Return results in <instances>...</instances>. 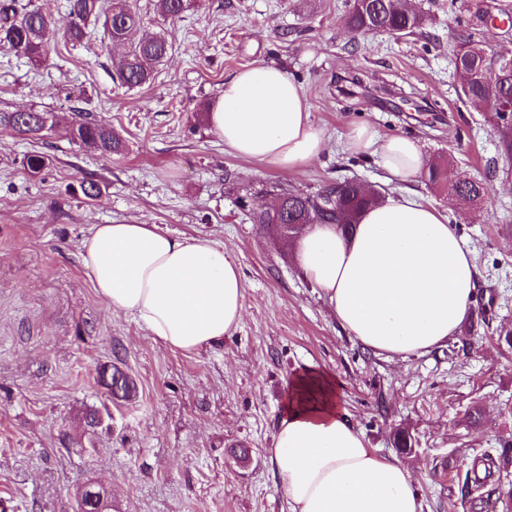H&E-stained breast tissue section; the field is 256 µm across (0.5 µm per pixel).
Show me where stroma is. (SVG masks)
Masks as SVG:
<instances>
[{"mask_svg": "<svg viewBox=\"0 0 512 512\" xmlns=\"http://www.w3.org/2000/svg\"><path fill=\"white\" fill-rule=\"evenodd\" d=\"M431 21L423 34L355 35L344 25L350 0H191L180 20L137 0L143 32L173 45L152 84L115 90L104 42L69 50L60 68L33 69L0 50V109L37 105L52 113L44 139L0 132V497L13 512H75L80 490L103 487L106 512H285L270 448L291 377L332 373L340 406L382 456L399 454L395 429L408 428L411 468L423 512H449L457 478L482 450L512 438V165L491 115L458 99L453 58L457 20L472 4L502 0H413ZM255 64L279 67L302 88L324 128L319 160L293 172L225 153L194 107L226 78ZM355 71L401 92L398 111L370 99L346 108L331 84ZM109 120L125 142L106 159L71 144L74 94ZM436 112L415 113L424 101ZM367 123L417 139L427 159H452L457 175L484 180L482 201L411 188L447 214L478 268L468 338L423 356L390 361L363 348L329 312L275 233L250 224L240 196L271 201V186L311 194L355 177L395 194L376 158L344 152L347 130ZM47 154L31 173L24 157ZM101 188L85 199L79 183ZM155 224L175 235L232 248L242 270L244 312L216 346L174 352L131 316L113 313L86 278L81 240L96 224ZM134 381L130 400L101 386L103 366ZM487 422L466 427L471 402ZM96 410L99 427L83 413Z\"/></svg>", "mask_w": 512, "mask_h": 512, "instance_id": "obj_1", "label": "stroma"}]
</instances>
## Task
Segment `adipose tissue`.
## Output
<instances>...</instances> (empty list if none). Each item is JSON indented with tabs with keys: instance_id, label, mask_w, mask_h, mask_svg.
Returning <instances> with one entry per match:
<instances>
[{
	"instance_id": "1",
	"label": "adipose tissue",
	"mask_w": 512,
	"mask_h": 512,
	"mask_svg": "<svg viewBox=\"0 0 512 512\" xmlns=\"http://www.w3.org/2000/svg\"><path fill=\"white\" fill-rule=\"evenodd\" d=\"M207 124L225 150L284 171L319 158L325 134L300 86L259 64L224 81ZM344 149L377 156L391 182L411 183L427 159L415 139L356 124ZM337 322L387 359L424 355L456 336L471 312L478 272L456 225L413 193L362 211L352 232L310 224L287 243ZM88 280L113 311L132 316L156 343L192 353L240 325L243 281L232 250L154 224H97L80 245ZM323 370L290 381L268 451L288 512H421L407 464L368 448L337 405Z\"/></svg>"
}]
</instances>
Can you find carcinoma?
I'll use <instances>...</instances> for the list:
<instances>
[{
	"mask_svg": "<svg viewBox=\"0 0 512 512\" xmlns=\"http://www.w3.org/2000/svg\"><path fill=\"white\" fill-rule=\"evenodd\" d=\"M70 24L57 33L42 13L35 0H0V49H9L24 58L36 68L49 65L50 52H55L59 61L66 57L58 46L64 48L80 45L90 39L94 29L90 25L102 24L105 35L112 45L124 47V51L113 59L112 82L126 90L150 84L155 78V68L172 51V43L159 34L151 37L140 35L142 15L136 0H68ZM189 8V0H155L154 9L165 20L175 21ZM428 16L413 10L408 11L405 0H353L345 15V24L351 31L363 32L376 29L394 35H415L422 32ZM459 46L462 61L474 70L466 90L461 92L464 103L478 105L486 99L512 94V71H490L483 67L480 55L488 34L479 33L470 20L459 23ZM341 95L346 100L357 97L359 92L379 93L384 86H370L358 72L344 77ZM75 118L67 130L71 142L98 152L110 158L124 150L122 138L112 125L99 119L82 108H75ZM54 127L52 115L44 109L26 107L15 110L0 109V130L29 140L44 138ZM428 182L432 188L450 198L478 201L485 193L481 181H460L454 175L452 164L444 157L430 163ZM322 192L313 195L294 193L279 189L281 212H270L261 204H252L247 213L248 220L261 228L280 220L295 225L290 233H298V224L331 223L335 212L327 215L309 212L311 202L320 198ZM380 199L371 187L349 183L339 189L337 202L341 205L343 227H353L359 214ZM512 467V443L502 442L501 447L486 451L478 464L458 478V493L463 505L482 504L490 499L491 493L498 494L496 502L501 512H512V488L502 491L487 489L491 474L508 473Z\"/></svg>",
	"mask_w": 512,
	"mask_h": 512,
	"instance_id": "cac0c4a2",
	"label": "carcinoma"
}]
</instances>
